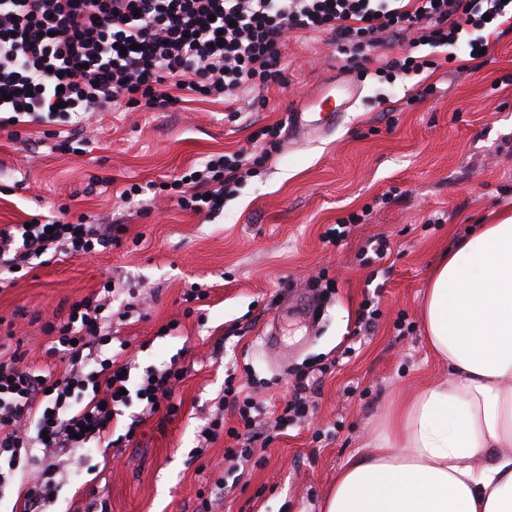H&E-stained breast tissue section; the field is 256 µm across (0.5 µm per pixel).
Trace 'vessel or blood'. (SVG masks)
Listing matches in <instances>:
<instances>
[{"instance_id":"1","label":"vessel or blood","mask_w":512,"mask_h":512,"mask_svg":"<svg viewBox=\"0 0 512 512\" xmlns=\"http://www.w3.org/2000/svg\"><path fill=\"white\" fill-rule=\"evenodd\" d=\"M357 91L352 86H344L341 94H332L321 90L305 106L290 112L288 131L291 136L305 138L322 134L328 122L339 121L347 111Z\"/></svg>"}]
</instances>
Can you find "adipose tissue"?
Wrapping results in <instances>:
<instances>
[{
    "label": "adipose tissue",
    "mask_w": 512,
    "mask_h": 512,
    "mask_svg": "<svg viewBox=\"0 0 512 512\" xmlns=\"http://www.w3.org/2000/svg\"><path fill=\"white\" fill-rule=\"evenodd\" d=\"M447 381L403 402L355 452L323 512H512V215L456 239L424 298Z\"/></svg>",
    "instance_id": "obj_1"
}]
</instances>
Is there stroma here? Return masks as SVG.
<instances>
[{"label": "stroma", "instance_id": "stroma-1", "mask_svg": "<svg viewBox=\"0 0 512 512\" xmlns=\"http://www.w3.org/2000/svg\"><path fill=\"white\" fill-rule=\"evenodd\" d=\"M488 49L473 59L459 44L447 68L389 83L375 69L396 53L384 41L368 76L347 69L326 33L290 32L285 82L265 102L227 118L223 104L187 101L166 110L95 112L82 126L83 156L56 151L67 124L23 123L19 139L0 129V227L32 216L121 224V243L93 256L39 265L0 288V352L45 368L52 314L92 296L106 277L135 297L115 294L111 309L135 302L110 352L138 369L178 362L177 415L154 417L122 448L91 450L79 478L63 480L47 512H200L203 494L229 484L211 512H320L348 458L384 428L394 401L446 380L447 364L428 350L422 323L427 284L452 239L512 213V27L484 33ZM344 78L359 95L331 132L284 140L261 159L224 209L207 216L166 200L123 202L128 184L179 176L214 153L253 150V132L286 121L325 82ZM435 86L422 98L421 86ZM111 177L92 186L93 176ZM362 215L337 244L324 233ZM385 235L391 252L373 261L368 247ZM331 282L330 291L312 285ZM380 285V319L354 341L367 283ZM206 289L186 313L183 294ZM170 335L159 330L170 321ZM403 321L410 331L398 335ZM129 341L120 350L119 341ZM248 365L255 397L280 414L297 372L332 366L305 422L284 429L260 465L229 470L224 443L199 430L217 413L224 373Z\"/></svg>", "mask_w": 512, "mask_h": 512}]
</instances>
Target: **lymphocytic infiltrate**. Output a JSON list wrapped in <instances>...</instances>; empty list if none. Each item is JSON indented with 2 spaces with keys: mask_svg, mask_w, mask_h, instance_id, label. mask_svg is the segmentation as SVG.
Listing matches in <instances>:
<instances>
[{
  "mask_svg": "<svg viewBox=\"0 0 512 512\" xmlns=\"http://www.w3.org/2000/svg\"><path fill=\"white\" fill-rule=\"evenodd\" d=\"M507 22L512 0H0V127L24 116L40 125L67 122L114 105L165 109L186 92L229 102L282 83V47L291 31L330 33L353 64L368 62L382 35L404 40L401 55L375 71L393 81L442 68L462 40L477 56L482 31ZM424 45L428 54H419ZM254 174L245 153L214 154L187 176L134 183L120 197L130 202L151 193L211 215ZM124 231L121 224L82 221L58 220L50 229L37 220L10 224L0 228V270L28 268L42 257L82 258L119 243ZM112 292L103 285L101 294L45 324L52 337L46 354L65 363L62 374L24 365L16 354L0 359V490L36 465L37 453L52 457L25 492L22 512H42L53 500L56 478L68 472L75 454L132 442L145 419L179 410L173 396L180 367L149 366L133 380L106 355L112 333L104 313ZM326 372L321 365L296 374L269 434L310 416V394ZM135 403L141 410L134 414ZM223 403L239 428H225L218 416L200 435L211 442L227 434L233 444L225 458L249 461V431L265 409L232 370L224 378ZM123 416L130 422L124 434L114 435L112 424Z\"/></svg>",
  "mask_w": 512,
  "mask_h": 512,
  "instance_id": "lymphocytic-infiltrate-1",
  "label": "lymphocytic infiltrate"
}]
</instances>
